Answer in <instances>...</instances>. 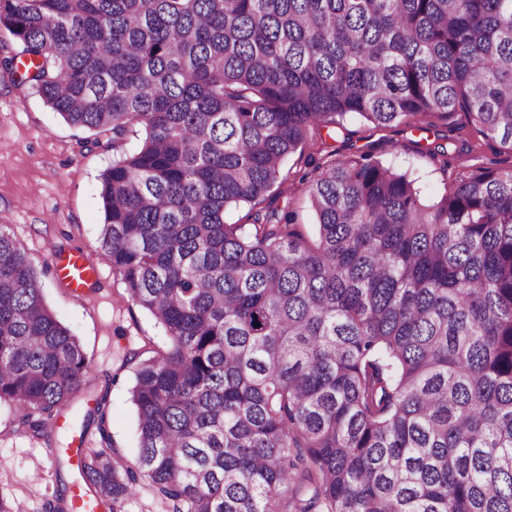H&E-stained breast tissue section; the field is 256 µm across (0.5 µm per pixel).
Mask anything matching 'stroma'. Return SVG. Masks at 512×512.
Instances as JSON below:
<instances>
[{
    "instance_id": "1",
    "label": "stroma",
    "mask_w": 512,
    "mask_h": 512,
    "mask_svg": "<svg viewBox=\"0 0 512 512\" xmlns=\"http://www.w3.org/2000/svg\"><path fill=\"white\" fill-rule=\"evenodd\" d=\"M84 130L67 123L32 89L17 86L0 70V224L26 248L35 267L52 265L61 253H83L99 270L94 291L75 297L60 279L46 277L49 308L78 336L98 382H109L112 446L121 458L136 455V415L131 401L135 364H124L128 350L144 341L167 344L162 327L144 309L128 302L125 284L99 248L103 204L99 178L111 166L109 150L80 147ZM451 143L447 166L428 155L429 148ZM337 157L371 153L396 169L409 171L425 200L441 195L447 183L469 167H512V150L485 139L464 113L433 116L422 128L402 123L385 127L358 119L327 141ZM319 155L292 154L285 162L288 202L298 221L314 219L303 193ZM98 448L95 436H82L77 420L58 421L49 438L19 432L13 413L0 408V499L13 512H47L63 483L77 478L58 461L79 447Z\"/></svg>"
}]
</instances>
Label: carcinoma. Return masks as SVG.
<instances>
[{"label":"carcinoma","mask_w":512,"mask_h":512,"mask_svg":"<svg viewBox=\"0 0 512 512\" xmlns=\"http://www.w3.org/2000/svg\"><path fill=\"white\" fill-rule=\"evenodd\" d=\"M0 58L81 147L141 145L101 176L99 247L161 325L114 458L109 389L79 487L123 512H512V169L431 202L370 153L328 159L285 209L286 159L348 117L467 114L512 146V0H0ZM22 67H17V59ZM0 224V405L42 436L91 388L78 337ZM125 512H172L170 504L153 495L148 482L141 481L125 504Z\"/></svg>","instance_id":"obj_1"}]
</instances>
